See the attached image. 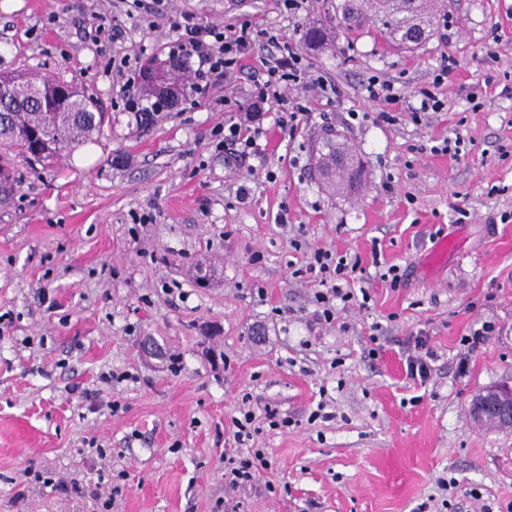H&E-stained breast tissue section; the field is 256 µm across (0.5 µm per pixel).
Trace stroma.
Here are the masks:
<instances>
[{"label":"stroma","instance_id":"stroma-1","mask_svg":"<svg viewBox=\"0 0 512 512\" xmlns=\"http://www.w3.org/2000/svg\"><path fill=\"white\" fill-rule=\"evenodd\" d=\"M169 4L262 36L243 72L186 91L144 126L112 62H165V19L124 0L116 38L91 24L111 0H0V73L74 82L111 118L53 166L18 162V192L0 207V512H97L100 496L111 512H512V430L467 417L479 391L512 383V222L500 221L512 215V0H441L411 52L375 22L308 46L327 0L295 14L282 0ZM269 34L329 86L300 92L306 113L290 133L270 119L275 100L252 97ZM447 57L443 111L414 122ZM374 76L395 104L369 99ZM256 107L265 133L236 159L221 134ZM329 129L363 162L353 196L329 192L314 168ZM455 135L459 157L433 152ZM315 248L369 271L400 266L404 280H371L368 304L318 324L317 284L295 274ZM485 323L494 332L465 350ZM420 334L435 353L422 385L406 375ZM147 338L160 357L145 356ZM111 371L126 381H101ZM245 404L271 466L234 489L226 451ZM268 405L292 426L269 427Z\"/></svg>","mask_w":512,"mask_h":512}]
</instances>
